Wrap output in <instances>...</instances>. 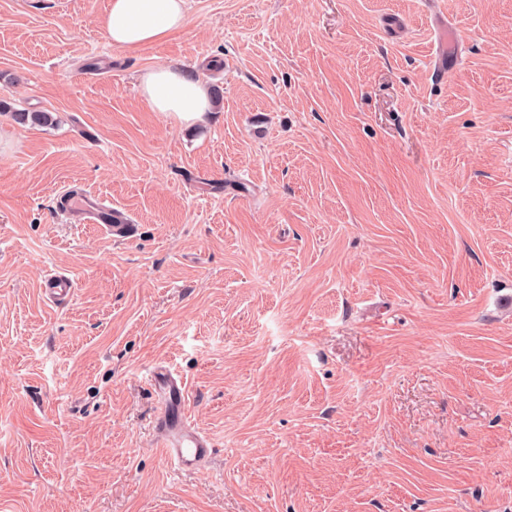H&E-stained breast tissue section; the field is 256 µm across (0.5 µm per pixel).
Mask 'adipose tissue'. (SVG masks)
<instances>
[{
    "label": "adipose tissue",
    "mask_w": 512,
    "mask_h": 512,
    "mask_svg": "<svg viewBox=\"0 0 512 512\" xmlns=\"http://www.w3.org/2000/svg\"><path fill=\"white\" fill-rule=\"evenodd\" d=\"M187 20V0H107L100 24L112 45L138 49L162 43L184 29ZM139 85L152 111L182 125L201 121L212 108L205 84L192 72L168 63L146 70Z\"/></svg>",
    "instance_id": "adipose-tissue-1"
}]
</instances>
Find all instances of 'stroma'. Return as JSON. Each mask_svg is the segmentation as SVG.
<instances>
[{
    "label": "stroma",
    "instance_id": "35a3bbf8",
    "mask_svg": "<svg viewBox=\"0 0 512 512\" xmlns=\"http://www.w3.org/2000/svg\"><path fill=\"white\" fill-rule=\"evenodd\" d=\"M106 3L0 0V512H512V0H188L137 51ZM160 62L220 106L151 111ZM436 35L438 49L435 54V64L433 69V77L436 81L442 82L448 72L446 67V59L448 60V51L453 48L454 40L448 32V23L439 22L436 26ZM61 215L70 219L79 217L92 224H103L113 238H130L133 235L134 224H131L128 214L92 194L69 195ZM43 293L54 301H62L73 292V282L61 272H53L44 279ZM147 382L161 407L154 423V440L156 447L163 449L165 461L178 470L206 469L214 444L187 415L184 379L169 367L158 365L150 371Z\"/></svg>",
    "mask_w": 512,
    "mask_h": 512
}]
</instances>
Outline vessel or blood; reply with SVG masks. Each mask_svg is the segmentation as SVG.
<instances>
[{"label": "vessel or blood", "instance_id": "b4317fda", "mask_svg": "<svg viewBox=\"0 0 512 512\" xmlns=\"http://www.w3.org/2000/svg\"><path fill=\"white\" fill-rule=\"evenodd\" d=\"M436 35L438 49L433 76L440 82L448 72L446 59L454 41L447 23H438ZM62 214L67 218L77 217L104 225L116 238H129L133 235L134 226L128 214L92 194L68 196ZM42 288L50 299L61 301L71 295L74 285L69 277L56 271L46 276ZM147 382L161 407L154 423V437L156 446L164 452L165 461L179 470L206 469L214 444L209 436L194 427L187 415V386L184 379L169 367L159 365L150 371Z\"/></svg>", "mask_w": 512, "mask_h": 512}]
</instances>
